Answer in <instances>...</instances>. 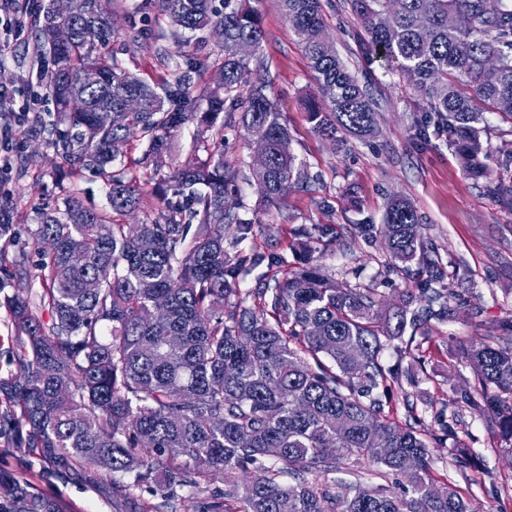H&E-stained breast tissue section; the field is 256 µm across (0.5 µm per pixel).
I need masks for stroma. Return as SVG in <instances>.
<instances>
[{"label": "stroma", "mask_w": 512, "mask_h": 512, "mask_svg": "<svg viewBox=\"0 0 512 512\" xmlns=\"http://www.w3.org/2000/svg\"><path fill=\"white\" fill-rule=\"evenodd\" d=\"M322 4L338 55L380 104L379 133L365 141L348 137L341 147L318 135L305 110L306 98L319 94L308 60L279 0H261L268 65L264 76L272 81L292 149L311 180L289 190L285 207L265 211L259 210L248 182H240L230 202L258 210L261 222L253 227V240L240 242L237 249L246 253L255 245L287 254L293 262L298 255L288 245L298 241V229L335 225V247L315 251V263L340 287L377 289L383 308L389 309L410 282L388 272L378 229L392 197H405L414 205L423 218L422 235L435 246L445 281L458 297L448 320L432 322L428 329L427 368L433 378L409 393L426 422L440 413L460 414L458 438L484 465L476 482L466 486V495L474 512H498L501 488L512 490V450L501 447L477 412L460 409L457 391L473 374L464 359L449 357L448 349L456 337L479 342L490 334H512V201L493 191L498 182L512 183V165L501 164L512 151V123L488 115L482 137L488 168L479 176L467 173L444 136L433 130L420 135L422 107L411 82L385 59L366 52L344 0ZM132 25L141 31L135 42L125 36ZM114 30L109 48L127 70L154 83L171 80L172 67L160 63L155 49L173 46L174 27L156 21L150 0H123ZM1 39L7 49L0 54V84L9 86L12 99L0 106V153L10 159L8 168L0 169V201L16 208L15 245L29 250L40 204L58 203L62 189L68 188L87 208L103 210L108 206L107 188L88 174L63 177L50 161V105L41 89L50 62L39 58L30 33L0 30ZM0 469L55 499L61 512H142L161 501L157 483L135 486L129 498H116L109 483L90 478L81 468L47 469L37 451L1 441Z\"/></svg>", "instance_id": "obj_1"}]
</instances>
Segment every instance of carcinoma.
I'll list each match as a JSON object with an SVG mask.
<instances>
[{
	"mask_svg": "<svg viewBox=\"0 0 512 512\" xmlns=\"http://www.w3.org/2000/svg\"><path fill=\"white\" fill-rule=\"evenodd\" d=\"M279 2L319 83L321 100L308 104L316 132L332 143L340 130L373 137L379 103L323 51L321 0ZM399 4L392 12L390 0H345L368 48L413 83L424 103L421 131L434 125L458 145L464 169L478 173L484 114L512 120V4ZM74 8L64 43L50 36L53 4L28 17L37 52L52 62L48 146L66 175L88 171L107 182L109 207L89 209L67 191L61 205L42 209L34 232L41 260L32 265L26 251H8L14 212L0 204V289L15 278L41 288L36 302L19 293L0 302L22 378H0V438L36 449L53 470L79 466L109 478L118 496L150 479L169 489L167 503L174 488L194 487L205 493L198 512H472L461 487L435 475L430 452L457 438V416L429 426L405 392L400 421L378 393L417 382L425 365L418 338L451 312L454 292L432 287L444 274L414 206L391 198L380 228L389 270L416 283L385 313L375 289L338 288L311 259L292 267L280 253L233 254L224 246L247 239L254 225L225 206L243 167L260 200L275 208L291 185L309 180L271 81L251 80L265 38L252 0H224L222 11L214 0H153L155 19L215 38L212 66L224 84L212 88L190 82L205 65L196 56H183L174 80L162 85L127 71L107 50L112 0H74ZM488 57L497 62L492 81L484 76ZM88 69L101 73L98 84L82 82ZM130 98L141 111H124ZM190 125L206 156L172 166L153 188L116 147L139 136L158 173L168 138ZM226 129L264 141V165L226 162ZM149 202L154 217L123 223ZM262 265L266 271L253 275ZM395 340L399 360L389 366L384 353ZM455 351L475 376L457 402L511 448L512 336L460 340ZM449 455L472 482L473 454L456 444ZM366 463L398 491L358 481ZM230 470L246 478L205 488ZM315 474L335 478L320 486ZM0 512L60 510L0 470Z\"/></svg>",
	"mask_w": 512,
	"mask_h": 512,
	"instance_id": "carcinoma-1",
	"label": "carcinoma"
}]
</instances>
